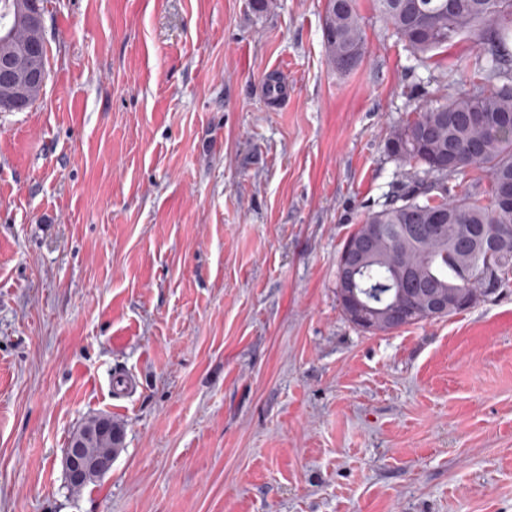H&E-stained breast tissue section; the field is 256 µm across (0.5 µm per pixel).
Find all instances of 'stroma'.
Masks as SVG:
<instances>
[{
    "label": "stroma",
    "mask_w": 512,
    "mask_h": 512,
    "mask_svg": "<svg viewBox=\"0 0 512 512\" xmlns=\"http://www.w3.org/2000/svg\"><path fill=\"white\" fill-rule=\"evenodd\" d=\"M324 4L45 0L44 91L0 112V512H512V283L377 334L336 296L472 44L417 63L356 0L341 74ZM98 415L124 447L70 493ZM356 0H326L324 7V47L329 64L340 72H350L365 55V41ZM372 243L373 238L369 236L364 238L358 246H351L342 253L340 258V269L342 274L341 282L346 284L349 288H353L352 280L358 267L357 258L362 248L371 245ZM99 418L100 416L88 418L73 432L69 440L68 446L74 445L64 454L63 465L68 477L72 480H84L90 474L104 477L112 469V462L90 456L86 448L75 444L82 440L84 429L95 424Z\"/></svg>",
    "instance_id": "1"
}]
</instances>
